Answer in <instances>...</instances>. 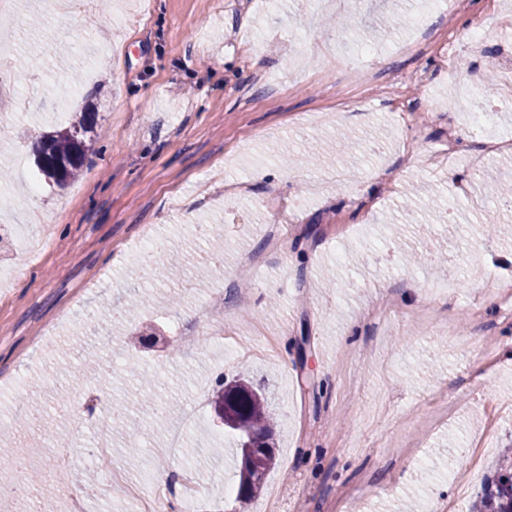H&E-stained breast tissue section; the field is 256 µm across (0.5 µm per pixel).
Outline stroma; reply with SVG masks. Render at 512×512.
Segmentation results:
<instances>
[{
	"label": "stroma",
	"mask_w": 512,
	"mask_h": 512,
	"mask_svg": "<svg viewBox=\"0 0 512 512\" xmlns=\"http://www.w3.org/2000/svg\"><path fill=\"white\" fill-rule=\"evenodd\" d=\"M14 0L0 37V224L46 237L21 254L0 240V452L31 475L0 512H108L88 464L31 465L32 443L106 442L129 481L192 463L205 485L192 512H230L239 471L231 433L212 422L218 377L255 378L279 423L277 464L245 512H471L512 444V320L483 280L512 277V154L449 166L453 66L440 48L491 18L493 45L512 49L494 0ZM458 5L456 18L448 8ZM431 36L410 54L415 25ZM367 45L379 67L336 54ZM424 73L425 85L402 84ZM279 81L265 83L266 75ZM96 109L88 167L67 186L42 182L33 135ZM318 146L317 162L303 153ZM242 183L241 198L226 187ZM455 207V226L429 205ZM296 200L278 248L268 211ZM249 255L250 277L237 273ZM209 324L196 351L178 333ZM162 337L127 344L124 327ZM94 354L112 375L106 401L123 416L72 429L66 394ZM154 380L149 404L136 391ZM40 399L43 422L29 416ZM199 406L182 459L164 455L180 411ZM136 432L137 451L124 447ZM468 475L458 498L453 480Z\"/></svg>",
	"instance_id": "stroma-1"
}]
</instances>
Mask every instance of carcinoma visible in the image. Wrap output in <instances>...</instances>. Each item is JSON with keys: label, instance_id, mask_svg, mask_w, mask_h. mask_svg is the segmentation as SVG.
<instances>
[{"label": "carcinoma", "instance_id": "1", "mask_svg": "<svg viewBox=\"0 0 512 512\" xmlns=\"http://www.w3.org/2000/svg\"><path fill=\"white\" fill-rule=\"evenodd\" d=\"M95 118V110L87 107L67 127L41 137L35 151L36 165L46 181L63 186L84 168L91 143L86 133L93 129ZM213 410L225 427L237 433L236 454L239 457L246 440H265L274 426L264 390L243 378L219 384L213 396ZM274 460V452L270 450L254 468L240 465L238 490H247L248 499L261 491ZM481 506L483 512H512V468L484 487Z\"/></svg>", "mask_w": 512, "mask_h": 512}]
</instances>
